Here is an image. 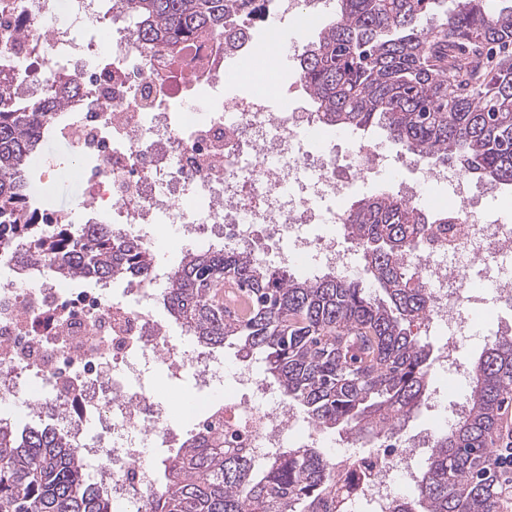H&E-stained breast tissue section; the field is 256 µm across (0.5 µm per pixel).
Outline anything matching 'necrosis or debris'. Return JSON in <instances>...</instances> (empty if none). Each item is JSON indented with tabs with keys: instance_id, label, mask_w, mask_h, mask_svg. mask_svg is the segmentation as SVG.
<instances>
[{
	"instance_id": "4bbe7bcc",
	"label": "necrosis or debris",
	"mask_w": 512,
	"mask_h": 512,
	"mask_svg": "<svg viewBox=\"0 0 512 512\" xmlns=\"http://www.w3.org/2000/svg\"><path fill=\"white\" fill-rule=\"evenodd\" d=\"M87 28L98 40L81 38ZM226 58L220 33L183 47L147 46L111 0H0V70L35 100L54 70L72 75L73 92L42 118L41 130L89 157L79 172L88 186L82 206L120 239L155 251L147 227L170 224L181 251L206 237L271 268L293 270L314 256L320 269L349 275L354 243L336 234L346 216L332 204L373 177L374 148L355 145L339 158L308 137L317 121L296 101L259 91L223 95ZM390 181L411 202L447 198L461 218L452 244H424L410 261L428 287L425 323L446 338L438 361L453 364L456 383L466 385L469 368L453 357L474 328L470 307L489 289L512 304V224L482 208L455 169L430 170L424 188L395 173ZM315 224L327 232L313 233ZM26 250L18 262L0 257V420H45L66 433L94 461L89 479L114 512H145L158 473L143 444L167 448L181 434L163 394L143 382L155 366L171 380L192 378L189 413L201 434L236 427L257 456L292 439L324 447L320 430L275 397L252 362L228 370L222 355L196 349L191 336L172 340L157 316L168 275L162 264L146 280L132 273L76 288L72 277L31 260L34 244ZM435 433L422 429L369 458L339 455L354 477L348 512L364 502L390 512L396 481L415 484L416 451Z\"/></svg>"
}]
</instances>
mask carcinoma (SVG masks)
I'll use <instances>...</instances> for the list:
<instances>
[{
    "label": "carcinoma",
    "instance_id": "carcinoma-1",
    "mask_svg": "<svg viewBox=\"0 0 512 512\" xmlns=\"http://www.w3.org/2000/svg\"><path fill=\"white\" fill-rule=\"evenodd\" d=\"M148 44L169 45L224 32L228 50L246 40L260 0H116ZM335 21L296 58L295 75L323 126L378 128L432 168L453 167L512 187V6L492 0H336ZM436 12L425 27L422 19ZM42 117L36 100L15 97L0 78V251L38 237L47 270L87 282L126 270L146 275L152 257L139 242L112 245L110 224H68L67 238L30 223L23 197L48 215L41 190ZM451 211L427 214L390 192L346 210L363 276L297 277L234 249L188 251L162 293L168 317L201 348L228 341L264 356V378L303 417L354 441L395 442L431 399L432 351L411 334L425 320L428 293L405 262L426 224H455ZM369 278L386 297L363 286ZM230 278L248 309L232 314L214 289ZM512 406V336L490 340L470 366L466 409L441 431L419 466L413 495L394 512H500L503 490L492 460ZM257 459L220 433L194 429L161 458L145 512H319L335 495L329 455L290 445ZM0 512H112L87 476L78 448L49 424L0 423Z\"/></svg>",
    "mask_w": 512,
    "mask_h": 512
}]
</instances>
